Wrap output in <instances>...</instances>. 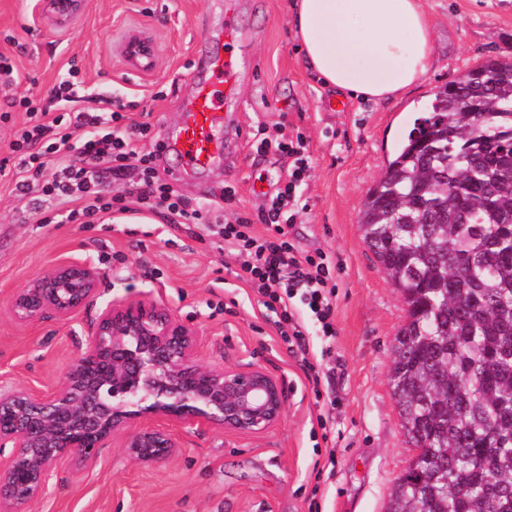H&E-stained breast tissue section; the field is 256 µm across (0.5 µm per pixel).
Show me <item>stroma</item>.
Listing matches in <instances>:
<instances>
[{"mask_svg": "<svg viewBox=\"0 0 512 512\" xmlns=\"http://www.w3.org/2000/svg\"><path fill=\"white\" fill-rule=\"evenodd\" d=\"M41 0H0V53L21 80L47 91L76 63L94 93L137 102L129 117L166 134L179 121L192 86L193 52L217 36L232 8L239 61L222 165L174 178V155L158 174L191 203L220 201L225 186L236 198L224 208L256 216L284 184L292 160L256 152L247 139L259 124H283L302 134L309 170L299 194L305 210L291 230L303 251L323 250L336 264V338L324 367L335 368L331 432L317 417L323 406L276 333L277 315L239 279V262L222 242L197 226L174 229L163 216L120 224H25V201L0 180V388L50 391L84 352L87 325L115 299L164 303L206 333L208 363L258 366L287 392L280 423L262 435L221 431L183 435L178 455L158 467L129 461L119 440L78 470L58 472L25 512H387L396 479L415 449L401 425L389 382L394 338L406 306L364 242L359 217L365 193L383 173L395 142L439 87L478 62L512 55V0H424L435 34L433 59L421 84L389 103L344 101L305 68L290 27L287 0H86L81 12L55 24ZM154 49L141 70L122 53L127 31ZM23 33L21 45L5 34ZM76 257L101 269L96 305L70 320L20 324L11 316L13 291ZM334 470H326L328 458Z\"/></svg>", "mask_w": 512, "mask_h": 512, "instance_id": "obj_1", "label": "stroma"}]
</instances>
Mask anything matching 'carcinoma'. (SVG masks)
Listing matches in <instances>:
<instances>
[{
  "label": "carcinoma",
  "instance_id": "1",
  "mask_svg": "<svg viewBox=\"0 0 512 512\" xmlns=\"http://www.w3.org/2000/svg\"><path fill=\"white\" fill-rule=\"evenodd\" d=\"M359 226L407 307L390 385L421 457L388 512H512V57L438 89Z\"/></svg>",
  "mask_w": 512,
  "mask_h": 512
}]
</instances>
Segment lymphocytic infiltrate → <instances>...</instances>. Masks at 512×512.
<instances>
[{"label": "lymphocytic infiltrate", "instance_id": "1", "mask_svg": "<svg viewBox=\"0 0 512 512\" xmlns=\"http://www.w3.org/2000/svg\"><path fill=\"white\" fill-rule=\"evenodd\" d=\"M75 78L68 71L47 93L10 101L25 117L0 161V176L11 173L14 194L29 204L27 219L45 223L50 209L61 223L89 224L109 212L165 210L171 226L200 225L236 254L242 281L264 307L279 310L276 329L291 353L307 358L313 327L335 339L336 266L326 253L300 254L286 231L302 210L296 188L309 169L303 137L280 127L258 141V150L294 156V169L260 221L242 214L228 221L220 207L184 203L160 179L153 159L161 142L149 152L143 147L150 124L122 125L128 105L119 98L106 111L83 107Z\"/></svg>", "mask_w": 512, "mask_h": 512}]
</instances>
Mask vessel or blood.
Returning <instances> with one entry per match:
<instances>
[{"instance_id": "1", "label": "vessel or blood", "mask_w": 512, "mask_h": 512, "mask_svg": "<svg viewBox=\"0 0 512 512\" xmlns=\"http://www.w3.org/2000/svg\"><path fill=\"white\" fill-rule=\"evenodd\" d=\"M223 47L195 58L193 91L182 102L178 124L165 136L168 152L180 160L178 175L200 174L224 161V102L234 95L238 61Z\"/></svg>"}]
</instances>
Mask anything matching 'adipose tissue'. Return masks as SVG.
I'll return each mask as SVG.
<instances>
[{"label": "adipose tissue", "instance_id": "ef3b65f1", "mask_svg": "<svg viewBox=\"0 0 512 512\" xmlns=\"http://www.w3.org/2000/svg\"><path fill=\"white\" fill-rule=\"evenodd\" d=\"M292 25L305 65L343 100H392L429 68L423 0H295Z\"/></svg>", "mask_w": 512, "mask_h": 512}]
</instances>
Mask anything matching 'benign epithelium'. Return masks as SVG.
I'll return each instance as SVG.
<instances>
[{"instance_id": "7a95c632", "label": "benign epithelium", "mask_w": 512, "mask_h": 512, "mask_svg": "<svg viewBox=\"0 0 512 512\" xmlns=\"http://www.w3.org/2000/svg\"><path fill=\"white\" fill-rule=\"evenodd\" d=\"M102 272L67 259L9 300L22 323L69 321L93 306ZM204 332L163 303L117 299L89 324L84 353L48 392L0 390V512H21L58 470L98 458L115 437L141 466L169 462L185 431L263 434L286 392L259 367L205 363Z\"/></svg>"}]
</instances>
